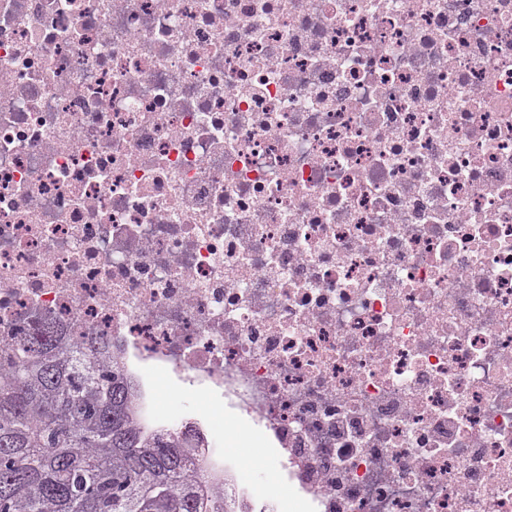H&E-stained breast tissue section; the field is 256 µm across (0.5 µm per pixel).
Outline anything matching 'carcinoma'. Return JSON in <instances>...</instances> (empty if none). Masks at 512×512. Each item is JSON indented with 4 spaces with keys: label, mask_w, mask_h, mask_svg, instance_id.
Instances as JSON below:
<instances>
[{
    "label": "carcinoma",
    "mask_w": 512,
    "mask_h": 512,
    "mask_svg": "<svg viewBox=\"0 0 512 512\" xmlns=\"http://www.w3.org/2000/svg\"><path fill=\"white\" fill-rule=\"evenodd\" d=\"M0 372V512H228L193 447L137 425L136 386L101 337L69 348L50 323Z\"/></svg>",
    "instance_id": "1"
}]
</instances>
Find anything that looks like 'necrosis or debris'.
Here are the masks:
<instances>
[{"instance_id": "4bbe7bcc", "label": "necrosis or debris", "mask_w": 512, "mask_h": 512, "mask_svg": "<svg viewBox=\"0 0 512 512\" xmlns=\"http://www.w3.org/2000/svg\"><path fill=\"white\" fill-rule=\"evenodd\" d=\"M47 320L243 507L226 412L301 512H512V0H0V348ZM155 380L156 402L163 414H171L183 410L207 415L210 404L204 398L184 399L176 395L172 381L164 374H157Z\"/></svg>"}]
</instances>
